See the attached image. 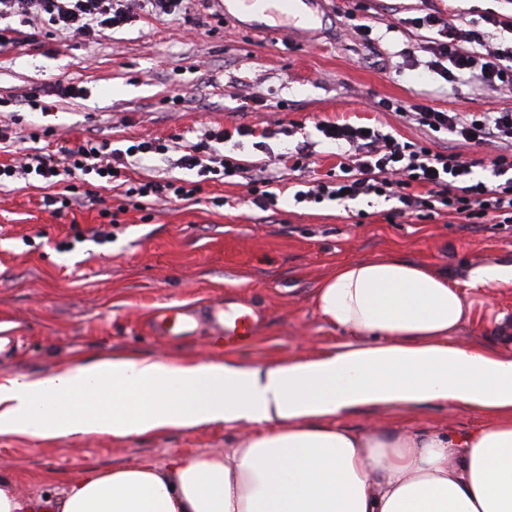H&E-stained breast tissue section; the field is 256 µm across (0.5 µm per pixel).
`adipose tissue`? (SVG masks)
<instances>
[{"instance_id": "obj_1", "label": "adipose tissue", "mask_w": 512, "mask_h": 512, "mask_svg": "<svg viewBox=\"0 0 512 512\" xmlns=\"http://www.w3.org/2000/svg\"><path fill=\"white\" fill-rule=\"evenodd\" d=\"M512 288V264L468 288ZM468 288L396 256L339 264L314 306L340 338L314 357L241 365L117 355L0 383V434L34 438L253 425L220 455H178L23 497L0 469V512H512V323L463 346ZM435 404L477 429L355 432L360 408Z\"/></svg>"}]
</instances>
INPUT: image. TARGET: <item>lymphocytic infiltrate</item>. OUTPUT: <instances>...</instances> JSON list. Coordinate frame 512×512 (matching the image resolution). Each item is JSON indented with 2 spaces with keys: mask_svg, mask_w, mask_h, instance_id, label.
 Listing matches in <instances>:
<instances>
[{
  "mask_svg": "<svg viewBox=\"0 0 512 512\" xmlns=\"http://www.w3.org/2000/svg\"><path fill=\"white\" fill-rule=\"evenodd\" d=\"M184 0H0V20L19 18L27 26L25 37H18L15 28L0 27V51L18 44L19 40L35 41L64 36L90 42L105 36L108 30L127 21L134 9L150 8L155 16H176L183 10ZM406 26L424 31L420 44L428 53L427 70L452 82L466 75L492 87L512 89V43L489 46L481 43L478 31L463 29L448 21L439 12L409 18ZM415 121L435 132L469 144L496 143L497 149L489 165L500 184L488 187L473 180L471 162L447 150L435 151L411 141H401L379 129L348 123L332 125L323 122L319 130L332 140L346 141L359 152L353 163H340L339 178L320 182L300 190L296 201L353 200L361 196H385L397 199L395 216L412 214L431 218L441 212L458 216L463 223L501 225L512 223V111L473 112L463 117L425 104L413 107ZM227 131L210 129L195 142L177 139L171 143L137 141L130 145L128 156L166 154L180 151L182 168L195 171L196 180L170 177L143 183L122 185V170L112 167L110 144L87 138L74 146L60 147L49 154L38 149L40 132H29L33 146L13 163L0 164V186L19 180L37 179L50 185L65 184L66 195L45 196V207L57 204H84L93 200L92 189L76 192L75 181L95 175L101 188H122L124 197L135 199H166L172 202L194 201L207 180H223L241 173V166L218 149L227 139ZM427 194H419V187Z\"/></svg>",
  "mask_w": 512,
  "mask_h": 512,
  "instance_id": "lymphocytic-infiltrate-1",
  "label": "lymphocytic infiltrate"
}]
</instances>
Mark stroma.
<instances>
[{
  "instance_id": "1",
  "label": "stroma",
  "mask_w": 512,
  "mask_h": 512,
  "mask_svg": "<svg viewBox=\"0 0 512 512\" xmlns=\"http://www.w3.org/2000/svg\"><path fill=\"white\" fill-rule=\"evenodd\" d=\"M301 11L310 22L275 23L225 8L222 0L208 8L189 0L186 16L140 10L93 43L23 41L0 54V125L25 133L50 127L40 140L46 149L86 137L120 150L142 139L193 141L218 126L230 133L220 146L226 155L249 170L285 175L276 202L264 208L238 176L203 183L192 207L158 200L143 211L102 190L97 201L54 214L42 205L43 189L18 183L0 190V330L20 337L0 347V382L44 377L110 353L223 359L224 348L213 346L202 322L191 336L152 330L157 308L183 305L202 318L219 301L257 313L251 341L234 350L240 363L306 359L339 338L317 314L313 295L340 263L396 255L447 269L461 285L474 266L512 263V225L462 224L448 214L394 222L397 200L376 196L300 204L293 198L308 183L328 180L346 158L348 144L319 132L325 121L374 126L435 150L450 145L470 160L494 153L491 144L449 142L405 111L416 103L462 114L512 110V90L466 75L449 83L412 67L405 51L418 38L398 21L434 11L457 23L487 12L507 20L512 0H312ZM348 11L371 26L373 46L355 37ZM478 29L485 43H497L499 29L480 22ZM59 81L82 87L83 97L52 96ZM41 88L49 92L45 113L24 103ZM382 100L391 109L379 108ZM242 127L250 135H239ZM298 149L308 159L295 171L288 155ZM108 211L119 223L111 241H75L76 229L103 224ZM469 295L475 315L455 340L493 346L496 316L512 320V288L477 287ZM397 422L451 431L481 424L471 412L438 406L414 414L367 408L345 424L364 432ZM251 431L214 424L123 440L106 433L0 435V463L19 493L37 495L91 469L220 454Z\"/></svg>"
}]
</instances>
